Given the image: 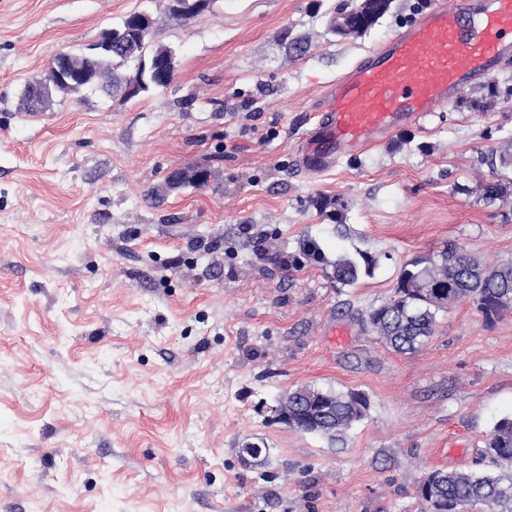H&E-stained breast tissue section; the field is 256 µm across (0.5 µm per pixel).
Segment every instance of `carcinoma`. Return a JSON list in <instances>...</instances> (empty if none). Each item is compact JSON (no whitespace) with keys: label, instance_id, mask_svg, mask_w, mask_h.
<instances>
[{"label":"carcinoma","instance_id":"carcinoma-1","mask_svg":"<svg viewBox=\"0 0 512 512\" xmlns=\"http://www.w3.org/2000/svg\"><path fill=\"white\" fill-rule=\"evenodd\" d=\"M166 10L180 19L201 13L209 0H166ZM392 0H375L363 8L357 4L341 13L349 15L345 35H361L376 25L390 8ZM154 19L147 13H134L119 25L107 30L112 53L61 54L82 74L72 84L47 85L51 72L28 85L23 102L30 111H40L51 102L53 93H79L84 89L102 88L121 91L130 99L157 89L161 78L172 82L176 65L174 52L153 45L149 34ZM134 65L127 76L121 68ZM512 186L499 180L479 186L483 199L491 202L509 195ZM300 252L311 263L326 265L328 261L319 244L310 239L300 242ZM377 258L358 250L331 263V279L340 287H351L363 276H372ZM470 298L484 320L494 322L512 308V261L486 264L469 256L462 247L452 246L437 257H416L399 272L393 295L371 309L367 323L384 346L395 353H412L435 333L437 316L451 304ZM370 401L363 392L323 391L304 387L288 392V427L334 438L353 424L365 419ZM484 454L501 471L457 472L432 470L420 482L427 484L429 496L419 498L424 509L434 503L438 512H512V418L499 419L486 439Z\"/></svg>","mask_w":512,"mask_h":512}]
</instances>
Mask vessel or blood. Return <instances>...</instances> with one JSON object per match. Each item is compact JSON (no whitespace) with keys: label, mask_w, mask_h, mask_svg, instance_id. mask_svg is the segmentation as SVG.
I'll use <instances>...</instances> for the list:
<instances>
[{"label":"vessel or blood","mask_w":512,"mask_h":512,"mask_svg":"<svg viewBox=\"0 0 512 512\" xmlns=\"http://www.w3.org/2000/svg\"><path fill=\"white\" fill-rule=\"evenodd\" d=\"M512 57V0H435L417 20L328 84L295 152L301 173L333 171L392 131L418 123Z\"/></svg>","instance_id":"vessel-or-blood-1"}]
</instances>
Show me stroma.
Segmentation results:
<instances>
[{"label":"stroma","instance_id":"stroma-1","mask_svg":"<svg viewBox=\"0 0 512 512\" xmlns=\"http://www.w3.org/2000/svg\"><path fill=\"white\" fill-rule=\"evenodd\" d=\"M341 2L210 0L183 20L165 0H0V512H421L425 473L479 468L512 414V310L489 324L460 300L404 355L366 317L414 257L512 259V195L478 190L512 180L481 162L512 142V62L298 175L322 87L433 0H393L360 36L331 31ZM142 11L176 53L168 87L20 110L56 54ZM307 237L332 260L372 252L373 276L290 267ZM305 386L362 391L368 415L338 443L272 421Z\"/></svg>","mask_w":512,"mask_h":512}]
</instances>
